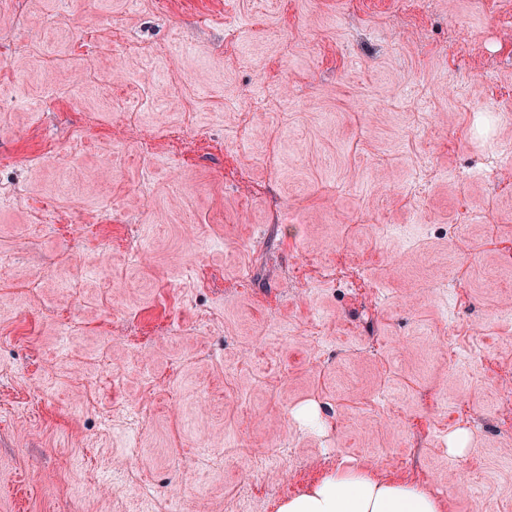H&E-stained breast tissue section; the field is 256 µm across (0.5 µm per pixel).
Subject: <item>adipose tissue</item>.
<instances>
[{"mask_svg": "<svg viewBox=\"0 0 512 512\" xmlns=\"http://www.w3.org/2000/svg\"><path fill=\"white\" fill-rule=\"evenodd\" d=\"M279 512H439L438 501L419 485L356 467L333 468Z\"/></svg>", "mask_w": 512, "mask_h": 512, "instance_id": "adipose-tissue-1", "label": "adipose tissue"}]
</instances>
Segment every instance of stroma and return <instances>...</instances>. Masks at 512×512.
Returning <instances> with one entry per match:
<instances>
[{
	"label": "stroma",
	"instance_id": "35a3bbf8",
	"mask_svg": "<svg viewBox=\"0 0 512 512\" xmlns=\"http://www.w3.org/2000/svg\"><path fill=\"white\" fill-rule=\"evenodd\" d=\"M0 254V512H512V0H0ZM279 512H439L419 485L356 467L329 469L324 477L279 507Z\"/></svg>",
	"mask_w": 512,
	"mask_h": 512
}]
</instances>
